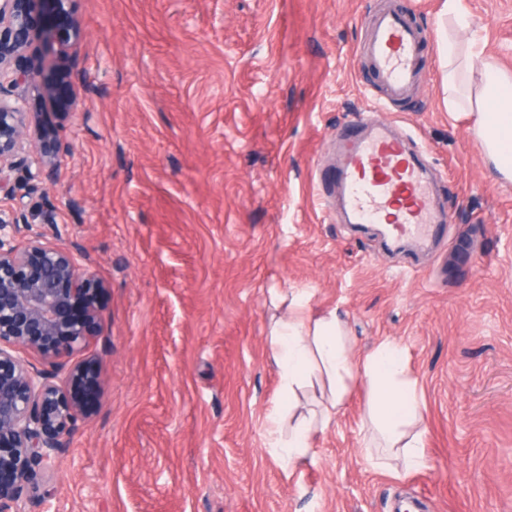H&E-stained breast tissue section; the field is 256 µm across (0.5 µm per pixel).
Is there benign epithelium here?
I'll list each match as a JSON object with an SVG mask.
<instances>
[{
	"label": "benign epithelium",
	"mask_w": 512,
	"mask_h": 512,
	"mask_svg": "<svg viewBox=\"0 0 512 512\" xmlns=\"http://www.w3.org/2000/svg\"><path fill=\"white\" fill-rule=\"evenodd\" d=\"M46 0H0V90L4 85L40 88L38 74L13 65L29 42L34 17ZM66 42L83 31L67 9L52 0ZM33 123L24 101L0 93V512H24L29 492L48 487L46 475L69 447L86 414L68 390L79 380L97 385L89 362L77 357L96 335L103 315L97 306L76 315L73 301L102 283L89 272L90 255L79 244L62 247L28 223L15 196L12 173L24 168L28 181H53L61 148L27 150ZM22 235L26 243L14 245Z\"/></svg>",
	"instance_id": "7a95c632"
}]
</instances>
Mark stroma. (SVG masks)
<instances>
[{
  "label": "stroma",
  "instance_id": "obj_1",
  "mask_svg": "<svg viewBox=\"0 0 512 512\" xmlns=\"http://www.w3.org/2000/svg\"><path fill=\"white\" fill-rule=\"evenodd\" d=\"M426 35L421 77L388 112L428 149L448 214L431 244L387 245L336 221V133L374 73L365 20L382 2ZM483 50L512 72V0H465ZM83 39L37 18L22 63L85 85L79 110L11 97L68 148L53 183L15 172L29 223L54 216L103 280L89 350L97 399L26 512H512V182L471 119L448 111L441 0H70ZM336 311L354 359L399 344L426 467L368 456L370 395L350 381L309 458L268 446L279 378L272 289Z\"/></svg>",
  "mask_w": 512,
  "mask_h": 512
}]
</instances>
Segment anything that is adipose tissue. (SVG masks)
I'll list each match as a JSON object with an SVG mask.
<instances>
[{
    "mask_svg": "<svg viewBox=\"0 0 512 512\" xmlns=\"http://www.w3.org/2000/svg\"><path fill=\"white\" fill-rule=\"evenodd\" d=\"M442 19L447 32L439 33V49L448 69V109L469 113L482 150L504 179H512V74L486 56L478 37L466 43L458 31L470 26L464 0H442ZM292 318L272 330L269 362L280 378V396L268 420V439L275 454L289 467L305 462L319 429L327 427L343 403L349 381L366 380L371 394L370 417L388 448L394 449L405 469L425 467L420 434L407 428L419 414L416 387L404 373L403 353L385 343L363 361H354L345 344V331L335 312L311 310L307 301L293 298ZM319 377L329 390L320 414L293 417L290 403L297 388Z\"/></svg>",
    "mask_w": 512,
    "mask_h": 512,
    "instance_id": "adipose-tissue-1",
    "label": "adipose tissue"
}]
</instances>
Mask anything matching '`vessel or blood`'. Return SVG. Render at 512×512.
I'll use <instances>...</instances> for the list:
<instances>
[{
  "instance_id": "1",
  "label": "vessel or blood",
  "mask_w": 512,
  "mask_h": 512,
  "mask_svg": "<svg viewBox=\"0 0 512 512\" xmlns=\"http://www.w3.org/2000/svg\"><path fill=\"white\" fill-rule=\"evenodd\" d=\"M425 35L402 12L384 9L372 20L365 47L385 92L379 108L403 98L419 74ZM346 161L336 176L345 221L374 224L386 242H427L445 215L435 205L427 176L425 147L391 135L378 117L340 130Z\"/></svg>"
}]
</instances>
